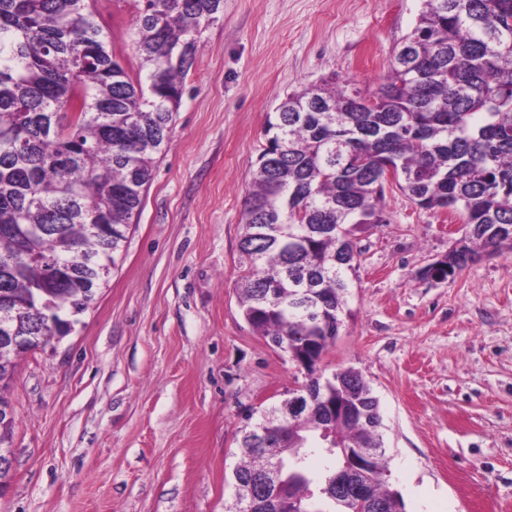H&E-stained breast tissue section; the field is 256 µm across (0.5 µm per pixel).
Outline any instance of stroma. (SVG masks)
Returning a JSON list of instances; mask_svg holds the SVG:
<instances>
[{
    "mask_svg": "<svg viewBox=\"0 0 512 512\" xmlns=\"http://www.w3.org/2000/svg\"><path fill=\"white\" fill-rule=\"evenodd\" d=\"M129 72L133 0H98ZM420 0H224L202 34L171 140L123 258L71 330L19 360L0 512H225L245 415L306 377L243 317V198L288 94L331 76L367 90ZM355 243L350 315L324 375L352 367L379 401L405 512H512V252L420 277L466 232L385 191Z\"/></svg>",
    "mask_w": 512,
    "mask_h": 512,
    "instance_id": "stroma-1",
    "label": "stroma"
}]
</instances>
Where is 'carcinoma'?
I'll use <instances>...</instances> for the list:
<instances>
[{
	"instance_id": "obj_1",
	"label": "carcinoma",
	"mask_w": 512,
	"mask_h": 512,
	"mask_svg": "<svg viewBox=\"0 0 512 512\" xmlns=\"http://www.w3.org/2000/svg\"><path fill=\"white\" fill-rule=\"evenodd\" d=\"M136 75L124 67L94 0H0V336L48 335L87 309L124 247L169 140L203 27L223 0H134ZM396 65L366 102L334 78L290 93L243 202L239 306L252 329L288 357H319L344 324L355 230L379 224L375 168L422 209H452L469 232L444 257L454 275L475 247L512 251V0H421ZM27 349L0 362L12 377ZM306 414L281 405L239 430L242 480L274 457L281 512H372L341 495L342 450L375 449L357 476L387 512L404 502L389 483L377 398L362 374L311 371ZM266 431L271 455L254 450ZM319 453L329 465L308 468Z\"/></svg>"
}]
</instances>
